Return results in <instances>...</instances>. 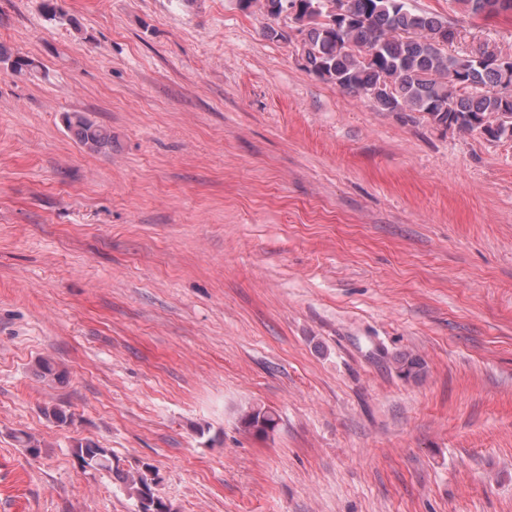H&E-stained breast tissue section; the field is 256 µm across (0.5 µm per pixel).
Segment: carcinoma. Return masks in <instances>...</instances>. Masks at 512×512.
Segmentation results:
<instances>
[{
	"label": "carcinoma",
	"mask_w": 512,
	"mask_h": 512,
	"mask_svg": "<svg viewBox=\"0 0 512 512\" xmlns=\"http://www.w3.org/2000/svg\"><path fill=\"white\" fill-rule=\"evenodd\" d=\"M268 15L289 18L301 35L303 67L340 90L364 97L389 112H416L437 128L477 132L488 141L512 140V82L503 81L501 60L487 47L449 51L457 31L444 17L416 11L407 0H343V16L330 6L336 0H241ZM461 12L480 16L511 11L512 0H454ZM0 65L15 75H33L38 62L0 43ZM75 143L93 154L112 150V131L81 111L63 113ZM405 378L424 370L414 355L395 359ZM280 418L265 407L239 415V428L260 436L276 430ZM72 456L79 469L114 475L135 512H173L159 492L154 466L140 462L123 467L112 450L79 441Z\"/></svg>",
	"instance_id": "cac0c4a2"
}]
</instances>
